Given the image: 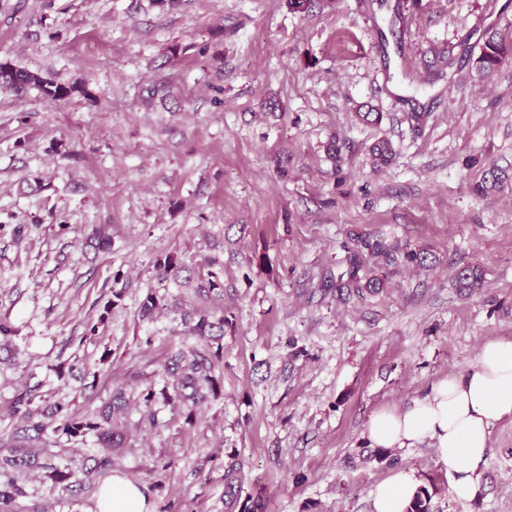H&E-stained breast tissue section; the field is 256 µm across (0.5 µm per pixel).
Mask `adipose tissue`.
Segmentation results:
<instances>
[{
	"instance_id": "1",
	"label": "adipose tissue",
	"mask_w": 512,
	"mask_h": 512,
	"mask_svg": "<svg viewBox=\"0 0 512 512\" xmlns=\"http://www.w3.org/2000/svg\"><path fill=\"white\" fill-rule=\"evenodd\" d=\"M512 418V340L485 345L476 361L433 384L404 409L382 407L367 421L376 448H408L431 439L452 474L456 499L473 498L487 464L493 426ZM420 487L414 471L400 470L372 492L375 512H406ZM92 512H152L144 489L122 475L101 486Z\"/></svg>"
}]
</instances>
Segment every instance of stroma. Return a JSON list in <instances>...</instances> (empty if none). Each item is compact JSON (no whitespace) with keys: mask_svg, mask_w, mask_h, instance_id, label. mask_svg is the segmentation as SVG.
<instances>
[{"mask_svg":"<svg viewBox=\"0 0 512 512\" xmlns=\"http://www.w3.org/2000/svg\"><path fill=\"white\" fill-rule=\"evenodd\" d=\"M491 29L512 37V0H0V63L85 86L57 101L0 88V321L14 330L0 432L24 388L82 416L121 386L130 427L112 471L154 512H374L373 488L400 469L433 490L432 512H512V419L468 501L430 440L364 436L373 410L512 340V179L471 191L489 166L512 176V67L483 81L473 66ZM368 106L381 124L357 119ZM381 139L397 160L375 169ZM364 236L427 265L365 258L384 288L340 300ZM466 265L483 288H456ZM213 273L220 288L197 292ZM149 293L161 306L145 319ZM193 312L223 318L224 337L218 395L189 418L160 394L164 363L197 342ZM104 481L36 475L12 512H90Z\"/></svg>","mask_w":512,"mask_h":512,"instance_id":"35a3bbf8","label":"stroma"}]
</instances>
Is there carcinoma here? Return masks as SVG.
<instances>
[{"label": "carcinoma", "instance_id": "1", "mask_svg": "<svg viewBox=\"0 0 512 512\" xmlns=\"http://www.w3.org/2000/svg\"><path fill=\"white\" fill-rule=\"evenodd\" d=\"M512 61V40L493 31L487 36L479 55L474 60L475 70L482 78L492 76L506 63ZM0 87L18 94L30 89H38L43 96L62 99L79 90L76 85L65 86L43 78L23 68L0 63ZM372 158L377 165H389L395 159L390 144L382 140L371 148ZM509 175L492 166L483 180L472 187L477 196L500 188ZM347 279L336 285L339 296L360 295L373 288H381L384 280L379 277L360 275L365 255L374 256L384 268H397L401 265H422L427 256L398 243L388 245L380 239L364 238L354 248L347 249ZM455 282L459 288L477 289L483 285V271L477 266L466 265L456 270ZM191 331L201 339L223 335L224 318L208 315L198 317ZM221 358V347L209 350V345L200 348L181 350L171 356L164 366V372L175 378L173 393L166 396V402L177 406H197L209 397L218 395L217 383L212 376L216 360ZM37 392L27 389L15 396L13 411L20 423L8 434H0V471L10 475L7 481L0 482V504L9 506L17 498L25 495L19 476H28L34 471L42 472L53 483L71 490L78 484L75 474L51 462L47 450L55 439L65 436L69 440L82 441L91 435L103 452L93 458L91 470L105 472L112 469V452L123 447V437L117 430L118 414L125 409L127 398L121 389L112 393L109 400L100 405L90 416H80L71 411L70 405L58 400L44 411L36 404ZM431 494L422 487L407 508V512H430Z\"/></svg>", "mask_w": 512, "mask_h": 512}]
</instances>
